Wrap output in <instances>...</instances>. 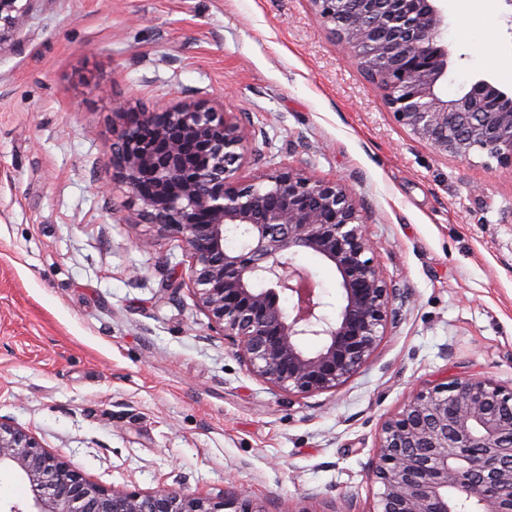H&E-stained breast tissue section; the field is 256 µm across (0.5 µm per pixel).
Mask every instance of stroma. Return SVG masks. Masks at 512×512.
<instances>
[{
    "mask_svg": "<svg viewBox=\"0 0 512 512\" xmlns=\"http://www.w3.org/2000/svg\"><path fill=\"white\" fill-rule=\"evenodd\" d=\"M455 96L512 94V0H441ZM221 96L255 133L251 176L288 164L342 180L398 318L333 392L250 376L208 327L179 237L123 224L117 101L160 110ZM294 262L324 312L334 266ZM512 386V170L436 156L330 37L310 0H36L0 38V417L72 469L130 490L217 496L263 512H371L383 421L413 389Z\"/></svg>",
    "mask_w": 512,
    "mask_h": 512,
    "instance_id": "stroma-1",
    "label": "stroma"
}]
</instances>
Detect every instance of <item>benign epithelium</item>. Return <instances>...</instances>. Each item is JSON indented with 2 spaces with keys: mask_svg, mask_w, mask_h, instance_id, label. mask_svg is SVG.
I'll return each instance as SVG.
<instances>
[{
  "mask_svg": "<svg viewBox=\"0 0 512 512\" xmlns=\"http://www.w3.org/2000/svg\"><path fill=\"white\" fill-rule=\"evenodd\" d=\"M35 0H0L4 30H22ZM344 44L394 120L442 157L476 150L512 169V96L480 80L462 95L437 88L448 71L438 0H310ZM112 170L137 201L123 224H153L186 244L189 282L210 329L246 371L271 389L331 392L370 362L401 298L387 281L362 211L336 180L288 165L239 176L248 136L215 100L162 111L113 104ZM243 233L239 251L224 241ZM306 252L334 265L342 303L323 312ZM296 298L290 311L280 294ZM314 338L319 347L306 351ZM30 486L29 509L7 512H262L245 491L209 497L165 487L130 491L71 469L62 452L0 417V472ZM370 478L372 512H512V387L453 378L412 392L381 427Z\"/></svg>",
  "mask_w": 512,
  "mask_h": 512,
  "instance_id": "1",
  "label": "benign epithelium"
}]
</instances>
